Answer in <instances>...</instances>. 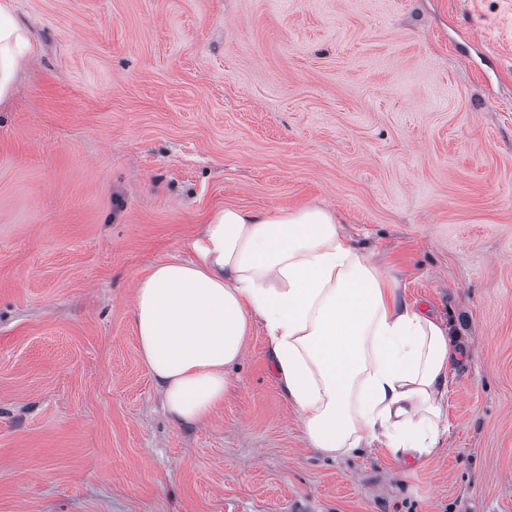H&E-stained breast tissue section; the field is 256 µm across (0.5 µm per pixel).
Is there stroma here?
I'll return each mask as SVG.
<instances>
[{
    "instance_id": "stroma-1",
    "label": "stroma",
    "mask_w": 512,
    "mask_h": 512,
    "mask_svg": "<svg viewBox=\"0 0 512 512\" xmlns=\"http://www.w3.org/2000/svg\"><path fill=\"white\" fill-rule=\"evenodd\" d=\"M0 512H512V0H12ZM318 205L459 354L443 449L310 448L261 326L164 413L137 283L224 206Z\"/></svg>"
}]
</instances>
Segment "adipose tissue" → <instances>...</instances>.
<instances>
[{"label": "adipose tissue", "instance_id": "1", "mask_svg": "<svg viewBox=\"0 0 512 512\" xmlns=\"http://www.w3.org/2000/svg\"><path fill=\"white\" fill-rule=\"evenodd\" d=\"M25 37L0 0V100ZM312 448L336 458L380 445L424 460L440 450L455 344L401 295L334 211L211 214L195 259L141 277L133 326L141 357L179 424L206 422L230 389L253 325Z\"/></svg>", "mask_w": 512, "mask_h": 512}]
</instances>
